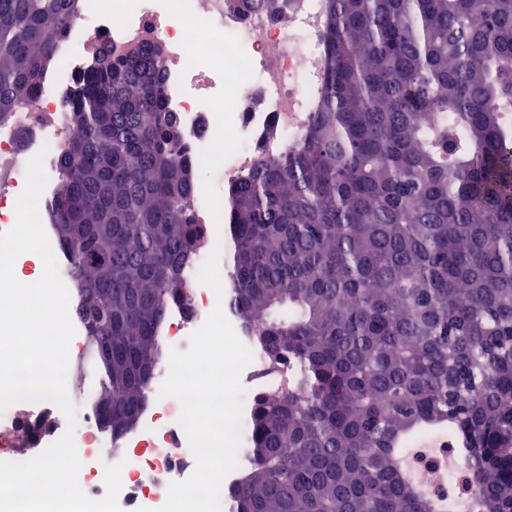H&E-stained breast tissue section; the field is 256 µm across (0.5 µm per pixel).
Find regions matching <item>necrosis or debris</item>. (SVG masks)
Returning <instances> with one entry per match:
<instances>
[{
  "instance_id": "4bbe7bcc",
  "label": "necrosis or debris",
  "mask_w": 512,
  "mask_h": 512,
  "mask_svg": "<svg viewBox=\"0 0 512 512\" xmlns=\"http://www.w3.org/2000/svg\"><path fill=\"white\" fill-rule=\"evenodd\" d=\"M322 27L321 0H279L274 12H253L231 0H87L67 40L56 48L57 71L43 82L36 99L0 115V203L23 191L27 164L37 153L45 155L48 180L57 177L58 159L78 135L67 117L65 93L91 62L96 46L104 41L119 50L152 40L163 46L165 104L178 113L182 145L207 178L194 191L195 218L216 235L214 203L225 186L248 176L259 155L276 157L294 148L315 112L323 78ZM247 71L254 77L246 82L242 75ZM23 128L32 134L24 150L17 141ZM206 259V253H199L184 269L185 278L197 284L195 293L169 306L156 381L137 430L112 439L113 447L134 451L131 470L121 477L123 512L166 500L169 483L188 479L196 468L178 424L181 406L159 391L171 348L187 350L190 335L217 303L215 291L198 280ZM234 330L249 347L251 361L241 374L240 445L236 466L223 479L227 490L244 481L253 465L249 425L254 402L279 390L283 380L282 371L269 368L262 351L253 347L242 321H235ZM50 406L47 400L23 399L0 409V447L25 425L33 433L34 449L57 441L61 430L44 423ZM74 441L81 461L78 483L89 498L100 499L106 492L105 461L98 454L101 435L94 411L82 403Z\"/></svg>"
}]
</instances>
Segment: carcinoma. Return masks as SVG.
<instances>
[{"label":"carcinoma","mask_w":512,"mask_h":512,"mask_svg":"<svg viewBox=\"0 0 512 512\" xmlns=\"http://www.w3.org/2000/svg\"><path fill=\"white\" fill-rule=\"evenodd\" d=\"M78 0H0V114L33 98ZM319 109L232 184L229 310L288 388L254 405L236 512H435L408 466L468 439L446 512H512V0H323ZM154 44L73 82L50 201L102 429L137 424L204 246Z\"/></svg>","instance_id":"1"}]
</instances>
